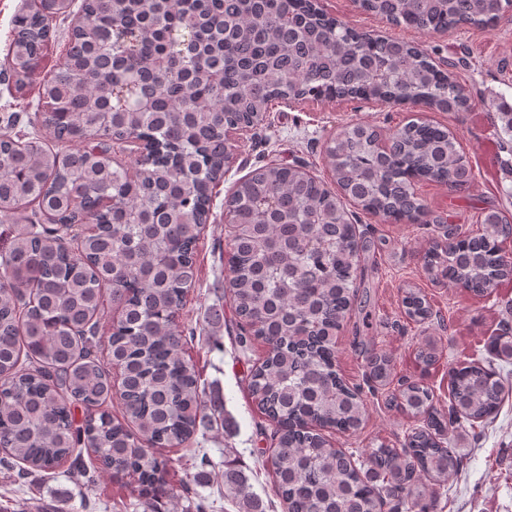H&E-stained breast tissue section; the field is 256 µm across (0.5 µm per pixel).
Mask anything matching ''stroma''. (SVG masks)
Here are the masks:
<instances>
[{
  "instance_id": "stroma-1",
  "label": "stroma",
  "mask_w": 512,
  "mask_h": 512,
  "mask_svg": "<svg viewBox=\"0 0 512 512\" xmlns=\"http://www.w3.org/2000/svg\"><path fill=\"white\" fill-rule=\"evenodd\" d=\"M329 15L357 30L409 42L439 69L452 73L472 99L466 112H440L409 105L362 100H291L274 104L257 136L234 145L237 159L224 171L212 193L210 217L198 243L196 277L182 323L195 327L187 357L200 374L205 393L204 419L188 448H162L158 454L176 461L168 482H195L192 497L158 498L157 512H196L204 501L207 512H240L224 495V466L235 465L248 477L263 512H284L264 451L271 445L273 422L261 414L248 394V373L266 355L259 340L248 348L238 344V325L225 291L224 261L229 243L225 201L235 184L259 166L296 165L309 175L332 183L325 159L329 140L348 124L373 126L381 137L408 122L447 127L459 139L472 172L469 191L421 181L416 185L427 214L416 224L395 223L353 207L359 233L369 241L357 270L358 293L352 310L336 335V370L358 388L367 403L366 419L354 433L328 430L336 448L361 457L380 443L401 447L408 433L423 427V417L402 410L392 400L403 381H418L434 393V405L448 410V365L454 361L488 363V342L504 324L512 325V281L478 297L447 279L428 273L424 254L442 239L448 227L474 231L482 214L502 213L512 222V149L503 147L498 106L512 105V20L485 29H451L425 34L391 25L364 11L358 0H320ZM73 18L56 22L57 36L24 88L13 79L0 80V113L28 112L36 105L44 79L63 58ZM417 288L426 296L432 316L415 321L406 316L404 291ZM432 345L438 359L419 363L416 353ZM388 357V384L373 381L369 359ZM493 362V361H492ZM462 469L440 489L426 493L427 512H512V394L492 422L463 425L451 441ZM132 476L97 474L94 482L64 473L34 471L17 477L0 467V512H135Z\"/></svg>"
}]
</instances>
